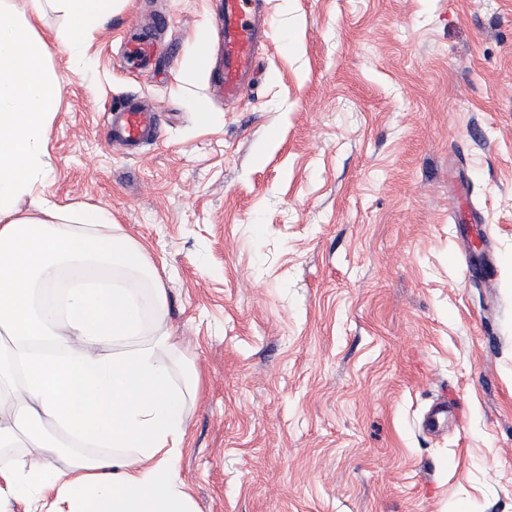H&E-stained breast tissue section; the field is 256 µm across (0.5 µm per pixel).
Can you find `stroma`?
<instances>
[{
	"label": "stroma",
	"instance_id": "obj_1",
	"mask_svg": "<svg viewBox=\"0 0 512 512\" xmlns=\"http://www.w3.org/2000/svg\"><path fill=\"white\" fill-rule=\"evenodd\" d=\"M267 9L235 104L191 66L220 0H115L74 54L55 7L38 29L61 85L43 193L110 210L164 281L176 372L200 379L179 460L195 512H512V0ZM135 24L155 42L141 73ZM132 96L160 121L135 156L108 122ZM452 176L492 286L467 269ZM444 388L465 414L435 435ZM150 58V46L145 39L131 40L127 43L123 54V63L127 70L140 71Z\"/></svg>",
	"mask_w": 512,
	"mask_h": 512
}]
</instances>
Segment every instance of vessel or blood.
I'll return each instance as SVG.
<instances>
[{
    "mask_svg": "<svg viewBox=\"0 0 512 512\" xmlns=\"http://www.w3.org/2000/svg\"><path fill=\"white\" fill-rule=\"evenodd\" d=\"M223 43L216 55L219 71L217 90L225 101L240 98L250 87L254 60L268 34L264 0H223ZM151 57L148 42L129 41L123 54L127 70L138 71ZM156 108L134 98L126 99L112 111L113 141L129 148L145 144L156 127Z\"/></svg>",
    "mask_w": 512,
    "mask_h": 512,
    "instance_id": "obj_1",
    "label": "vessel or blood"
}]
</instances>
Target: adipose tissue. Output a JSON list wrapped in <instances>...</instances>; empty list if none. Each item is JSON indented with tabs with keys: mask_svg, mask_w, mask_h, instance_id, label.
Here are the masks:
<instances>
[{
	"mask_svg": "<svg viewBox=\"0 0 512 512\" xmlns=\"http://www.w3.org/2000/svg\"><path fill=\"white\" fill-rule=\"evenodd\" d=\"M49 1L73 52L111 2L0 0V512L12 499L26 512H193L177 472L193 385L172 380L163 281L110 211L37 191L61 90L42 65Z\"/></svg>",
	"mask_w": 512,
	"mask_h": 512,
	"instance_id": "ef3b65f1",
	"label": "adipose tissue"
}]
</instances>
